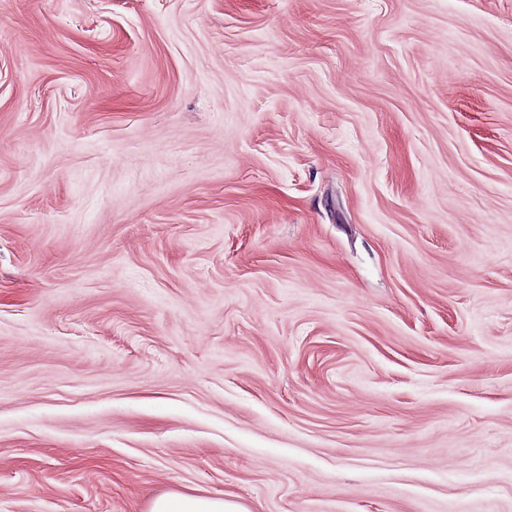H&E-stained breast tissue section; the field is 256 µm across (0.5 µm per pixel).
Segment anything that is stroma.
<instances>
[{"mask_svg":"<svg viewBox=\"0 0 512 512\" xmlns=\"http://www.w3.org/2000/svg\"><path fill=\"white\" fill-rule=\"evenodd\" d=\"M512 512V0H0V512ZM149 512H249L222 497L187 492H166L156 496Z\"/></svg>","mask_w":512,"mask_h":512,"instance_id":"1","label":"stroma"}]
</instances>
